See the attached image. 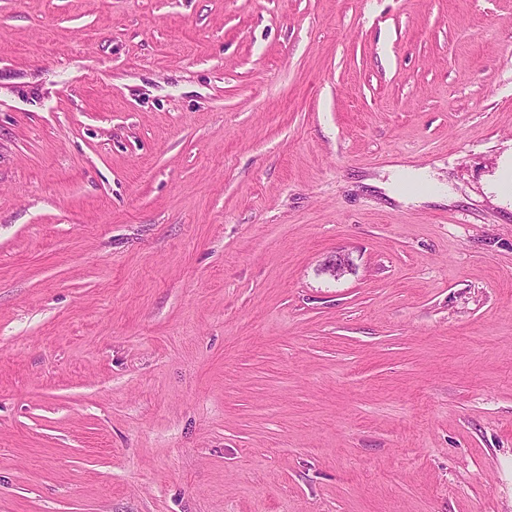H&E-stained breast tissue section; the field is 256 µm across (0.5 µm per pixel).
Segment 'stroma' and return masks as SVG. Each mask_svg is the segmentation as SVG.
Returning a JSON list of instances; mask_svg holds the SVG:
<instances>
[{
    "mask_svg": "<svg viewBox=\"0 0 512 512\" xmlns=\"http://www.w3.org/2000/svg\"><path fill=\"white\" fill-rule=\"evenodd\" d=\"M0 512H512V0H0Z\"/></svg>",
    "mask_w": 512,
    "mask_h": 512,
    "instance_id": "obj_1",
    "label": "stroma"
}]
</instances>
